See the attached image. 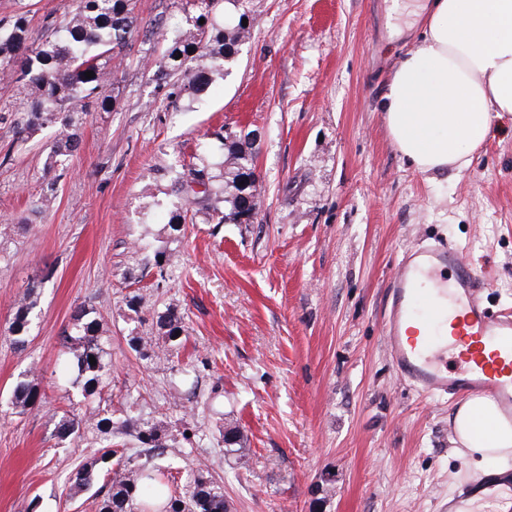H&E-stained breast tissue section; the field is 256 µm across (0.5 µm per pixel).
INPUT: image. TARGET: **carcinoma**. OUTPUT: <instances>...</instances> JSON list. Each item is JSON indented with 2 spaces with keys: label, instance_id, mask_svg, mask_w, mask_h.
I'll use <instances>...</instances> for the list:
<instances>
[{
  "label": "carcinoma",
  "instance_id": "1",
  "mask_svg": "<svg viewBox=\"0 0 512 512\" xmlns=\"http://www.w3.org/2000/svg\"><path fill=\"white\" fill-rule=\"evenodd\" d=\"M223 1L232 5L238 2H186L199 14L188 28L174 34L156 73L159 86L170 88L169 95H179L186 88L195 94L204 91L209 74L221 69L234 55V46L245 38L243 23L226 34L217 22V6ZM137 27L135 0H65V19L37 43L31 41L27 16L17 17L7 33L0 35V77L22 84L26 99V109L14 113L11 119L16 139L26 140L37 130L55 126L60 133L49 151L51 165L74 155L89 116L86 105L94 103L103 111L113 106L111 96L104 94V89L112 85V60L129 46ZM189 59L196 62L195 72L184 88L173 79ZM87 71L94 72V77L86 78ZM252 176L248 156L239 151L233 153L231 166L224 170L219 189H214L213 176L205 165H190L178 184L199 179L206 186L201 195L186 200V204H202L207 222L243 224L249 219L241 208V194ZM35 307L32 292L18 304L8 327L14 343H25ZM157 326L162 337L175 341L176 332L183 330L182 317L169 311L159 316ZM107 332L108 323L102 315L93 314L83 305L76 307L73 331L65 336L60 364L65 370H77L87 396L101 392ZM91 356L95 358L93 364L89 362ZM12 399L22 410L42 403L37 384L31 381L18 382ZM79 429L80 421L64 414L55 425L54 435L65 440ZM137 439L143 448L165 447L164 430L155 423L140 424ZM112 457L115 463L103 485L100 512H134L142 490L153 496L154 502L163 503V512H228L224 488L209 477L207 469L198 467L185 491L167 496L152 459L132 465L119 450L110 447L103 448L100 456L91 458L71 476L70 491L77 494L93 484L98 463Z\"/></svg>",
  "mask_w": 512,
  "mask_h": 512
}]
</instances>
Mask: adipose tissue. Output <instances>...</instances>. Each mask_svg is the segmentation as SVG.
Segmentation results:
<instances>
[{
	"instance_id": "obj_1",
	"label": "adipose tissue",
	"mask_w": 512,
	"mask_h": 512,
	"mask_svg": "<svg viewBox=\"0 0 512 512\" xmlns=\"http://www.w3.org/2000/svg\"><path fill=\"white\" fill-rule=\"evenodd\" d=\"M422 37L395 69L380 104L396 148L420 173L461 171L512 113V0H426ZM473 396L453 417L458 443L481 463L512 462V423Z\"/></svg>"
}]
</instances>
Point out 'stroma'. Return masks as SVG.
Masks as SVG:
<instances>
[{"instance_id":"35a3bbf8","label":"stroma","mask_w":512,"mask_h":512,"mask_svg":"<svg viewBox=\"0 0 512 512\" xmlns=\"http://www.w3.org/2000/svg\"><path fill=\"white\" fill-rule=\"evenodd\" d=\"M184 3L136 0L116 102L92 113L75 156L49 166L57 128L16 143L0 124V512H98L99 485L73 494L68 479L110 440L142 461L143 419L168 435L158 464L182 486L207 465L231 512H448L479 473L455 442L461 400L398 378L385 290L404 250L440 242L483 270L494 311L512 312V115L468 169L432 181L409 168L380 102L420 27L392 0L225 5L247 18V39L206 91L167 97L154 77L167 43L150 29L185 26ZM21 12L36 42L64 0H0V32ZM223 126L252 156L260 208L246 224L173 230L185 202L174 182L201 157L221 174ZM49 191L53 205L33 209ZM31 290L17 345L6 328ZM81 304L109 326L91 397L56 368ZM170 309L181 336L143 345ZM187 359L184 379L174 367ZM30 374L47 401L24 411L12 390ZM94 409L114 435L84 424L55 437L56 416Z\"/></svg>"}]
</instances>
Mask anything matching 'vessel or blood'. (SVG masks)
Instances as JSON below:
<instances>
[{"mask_svg":"<svg viewBox=\"0 0 512 512\" xmlns=\"http://www.w3.org/2000/svg\"><path fill=\"white\" fill-rule=\"evenodd\" d=\"M386 350L397 376L429 395L492 399L512 421V314L492 313L480 270L459 249L409 250L388 286ZM512 492V472L468 483L464 499L492 500Z\"/></svg>","mask_w":512,"mask_h":512,"instance_id":"b4317fda","label":"vessel or blood"}]
</instances>
